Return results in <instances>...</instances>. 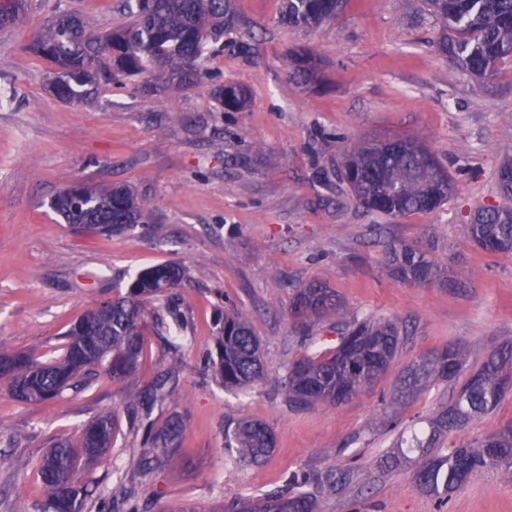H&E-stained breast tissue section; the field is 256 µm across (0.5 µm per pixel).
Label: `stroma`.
Masks as SVG:
<instances>
[{
    "mask_svg": "<svg viewBox=\"0 0 512 512\" xmlns=\"http://www.w3.org/2000/svg\"><path fill=\"white\" fill-rule=\"evenodd\" d=\"M237 27L181 90L155 92V74L126 78L100 58L98 89L54 100V67L32 48L55 6L77 12L88 31L128 21L125 0H25L16 23L0 27V336L13 348L49 356L74 319L159 263L183 267L167 299L148 304L144 358L122 381L97 372L88 387L44 404L0 388V512L36 500V464L52 443L73 438L103 412L115 439L94 465L103 495L118 476L152 491L150 512H214L235 497H260L292 474L350 472L325 488L324 512H512V473L489 469L447 504L417 491L410 465L388 466L398 436L425 425L455 394L433 380L401 390L406 368L452 345L468 366L512 343V257L474 245L470 212L502 206L499 169L512 157V62L492 84L463 73L437 49L439 24L422 0H344L314 29L280 23L282 0H232ZM311 54L317 82L290 76L285 57ZM249 92L226 112L215 87ZM418 138L450 171L454 193L430 212L393 218L360 206L336 170L347 148L371 139ZM76 183L132 188L149 201L147 223L112 236L73 230L50 203ZM435 241L448 280L404 284L388 271L394 243ZM334 288L343 316L295 321L289 298L303 284ZM247 318L267 375L246 391L215 374L217 321ZM164 326H154L155 317ZM396 322L406 339L368 392L338 406L294 411L279 379L289 360L336 346L343 322ZM186 325L171 349L168 326ZM174 369L171 395L147 420L161 429L179 414L186 430L173 461L141 475L144 428L131 424L127 393L152 388ZM241 419L266 422L276 437L262 465L233 468L224 431Z\"/></svg>",
    "mask_w": 512,
    "mask_h": 512,
    "instance_id": "35a3bbf8",
    "label": "stroma"
}]
</instances>
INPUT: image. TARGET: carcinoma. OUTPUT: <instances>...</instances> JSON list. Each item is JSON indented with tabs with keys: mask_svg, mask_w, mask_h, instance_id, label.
I'll return each instance as SVG.
<instances>
[{
	"mask_svg": "<svg viewBox=\"0 0 512 512\" xmlns=\"http://www.w3.org/2000/svg\"><path fill=\"white\" fill-rule=\"evenodd\" d=\"M342 0H284L282 19L288 24L315 28L334 18ZM425 9L441 24L438 50L463 72L489 83L498 63L512 58V0H424ZM23 0L0 7V27L13 23ZM132 21L108 34L94 36L76 14L60 10L37 36L36 52L56 67L69 61L63 82L53 97L71 102L96 92L100 55H111L112 65L129 76L148 70L166 73L164 92L178 90L197 74L196 63L209 45L219 43L235 29L231 0H135L128 4ZM308 60L290 55L286 65L304 79L312 75ZM214 99L226 112H240L247 91L236 84L214 90ZM410 137L394 138L346 151L340 171L358 203L393 218L430 212L444 206L453 194V179L435 154L409 145ZM79 197L64 190L53 200L54 209L68 224H110L103 235L122 233L144 223L149 204L129 188L82 186ZM467 234L483 250L512 255V206L485 207L469 213ZM392 275L405 283L430 284L444 274L431 245L397 243L389 250ZM184 271L172 264L142 269L117 296L88 310L64 333L58 354L43 362L27 351L9 347L0 338V384L24 403H45L63 391L88 383L99 367L114 380L134 373L143 356L144 308L152 299L178 287ZM336 291L319 281L294 289L291 312L304 322L336 312ZM404 336L392 321L366 318L345 324L336 347L306 354L288 363L280 385L288 405L297 410L318 404L339 405L365 391L385 374ZM216 373L228 390H245L266 376L260 340L239 313L224 314L218 336ZM461 353L446 347L420 357L407 370L404 387L414 390L432 378L448 382L466 379L448 405L432 417L429 430L415 431L396 456L415 464L416 490L439 499L486 469L512 471V423L469 445L448 449L437 445L470 422L495 413L512 392V345L501 347L483 363L465 371ZM159 390L134 392L124 398L135 416L158 398ZM115 414L98 415L83 425L78 437L57 440L37 465L42 499L35 504L19 500L13 512H105V498L96 493L97 481L85 475L112 446ZM184 421L173 414L150 439L151 451L141 457L146 471L171 459L183 436ZM276 447L271 427L260 420H243L224 430V448L238 468L259 465ZM222 512H321L318 489L307 477L292 476L287 484L259 499L235 498Z\"/></svg>",
	"mask_w": 512,
	"mask_h": 512,
	"instance_id": "carcinoma-1",
	"label": "carcinoma"
}]
</instances>
